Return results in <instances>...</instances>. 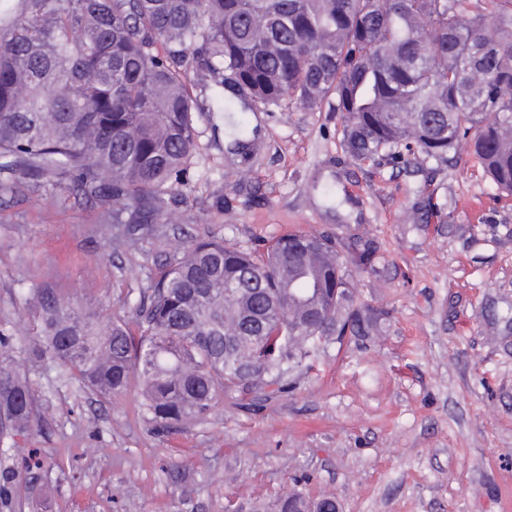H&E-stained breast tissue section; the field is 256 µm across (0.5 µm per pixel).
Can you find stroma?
I'll return each instance as SVG.
<instances>
[{
	"label": "stroma",
	"instance_id": "stroma-1",
	"mask_svg": "<svg viewBox=\"0 0 512 512\" xmlns=\"http://www.w3.org/2000/svg\"><path fill=\"white\" fill-rule=\"evenodd\" d=\"M197 148L172 214L122 242L112 208L65 185L0 195V324L29 289L132 317L178 244L255 247L292 232L375 247L347 266L357 301L388 312L383 336L329 343L292 391L165 430L140 394L104 400L27 364L41 421L0 442L22 512H253L298 491L343 512H512V196L466 150L452 163L355 164L331 101L247 113L248 159L224 147L212 74L190 67ZM415 221H408V213Z\"/></svg>",
	"mask_w": 512,
	"mask_h": 512
}]
</instances>
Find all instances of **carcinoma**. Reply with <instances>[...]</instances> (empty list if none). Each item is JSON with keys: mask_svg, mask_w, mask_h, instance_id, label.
<instances>
[{"mask_svg": "<svg viewBox=\"0 0 512 512\" xmlns=\"http://www.w3.org/2000/svg\"><path fill=\"white\" fill-rule=\"evenodd\" d=\"M193 62L242 112L335 98L358 164L443 163L464 146L512 195V0H0V191L63 179L112 204L128 241L155 232L197 147ZM482 66L489 79L465 78ZM253 140L228 150L245 158ZM280 240L178 246L131 321L33 288L24 352L104 398L136 381L162 429L224 395L283 392L321 344L378 336L387 313L355 303L342 271L370 264V244L343 256L325 237ZM37 422L31 380L0 355V439ZM314 505L289 492L274 508Z\"/></svg>", "mask_w": 512, "mask_h": 512, "instance_id": "obj_1", "label": "carcinoma"}]
</instances>
